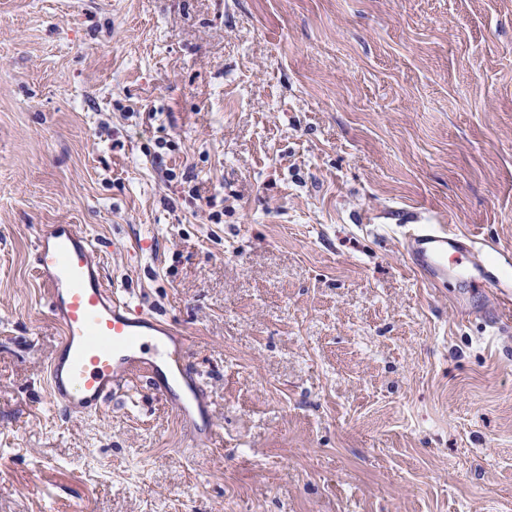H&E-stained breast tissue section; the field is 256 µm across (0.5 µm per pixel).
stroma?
Masks as SVG:
<instances>
[{"instance_id": "1", "label": "stroma", "mask_w": 512, "mask_h": 512, "mask_svg": "<svg viewBox=\"0 0 512 512\" xmlns=\"http://www.w3.org/2000/svg\"><path fill=\"white\" fill-rule=\"evenodd\" d=\"M512 0H0V512H512ZM75 224L193 338L224 443L135 379L72 417L33 266ZM405 232L404 257L417 272L432 283L453 279L460 291L461 310L470 311L467 295L488 289L490 324L501 322L512 307L511 283L500 280L484 263L475 242L445 229L441 224H413Z\"/></svg>"}]
</instances>
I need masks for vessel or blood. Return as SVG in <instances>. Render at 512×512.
Instances as JSON below:
<instances>
[{
	"label": "vessel or blood",
	"mask_w": 512,
	"mask_h": 512,
	"mask_svg": "<svg viewBox=\"0 0 512 512\" xmlns=\"http://www.w3.org/2000/svg\"><path fill=\"white\" fill-rule=\"evenodd\" d=\"M404 240L407 263L430 282L454 280L462 299L487 290L490 324L512 309V284L485 265L471 239L439 224H413ZM34 260L49 313L61 330L46 366L53 405L80 417L96 414L143 376L154 380L156 393L176 410L192 445L215 446L216 428L200 432L194 425L195 413L208 409L204 389L183 377L191 336L173 323L134 315L104 284L99 251L77 225H45Z\"/></svg>",
	"instance_id": "1"
}]
</instances>
